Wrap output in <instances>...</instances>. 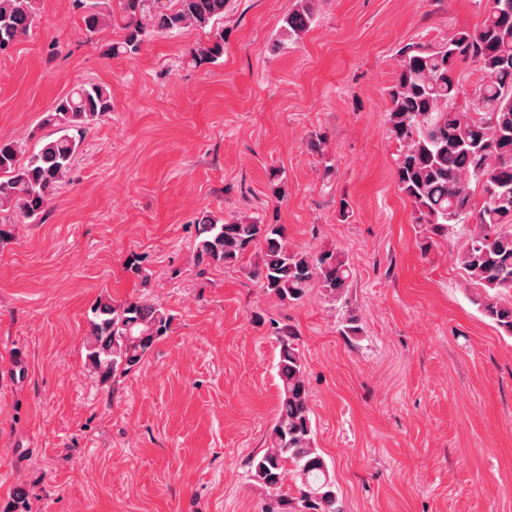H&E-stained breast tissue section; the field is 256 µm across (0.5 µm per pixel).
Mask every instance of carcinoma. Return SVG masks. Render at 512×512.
<instances>
[{"instance_id":"obj_1","label":"carcinoma","mask_w":512,"mask_h":512,"mask_svg":"<svg viewBox=\"0 0 512 512\" xmlns=\"http://www.w3.org/2000/svg\"><path fill=\"white\" fill-rule=\"evenodd\" d=\"M87 34L108 26L124 30L112 54L136 53L149 34L190 26L204 28L224 18L226 0H74ZM315 15L313 0H300L283 18V41L298 40ZM36 0H0V56L29 36ZM224 55V32L193 55L197 64ZM483 74L475 103L458 104L464 90L461 64ZM388 131L402 151L395 179L414 221L441 236L452 224L473 226L457 254L467 275L486 295L483 315L512 336V0H488L486 16L473 30H459L437 48L407 44L387 88ZM112 111L108 90L89 83L58 98L41 125L56 137L21 160L18 142L0 138V211L36 220L80 153L91 122ZM481 199H476V196ZM195 260L235 267L251 246L262 262L248 275L262 290L288 304L314 286L336 302L347 293L353 272L337 250L314 254L292 249L281 224L257 217L224 221L203 214L195 220ZM85 337L86 362L103 383L136 370L170 329L173 315L144 298L98 299ZM278 344L279 399L267 448L249 462L251 477L270 492L265 512H347L330 468L314 439L306 363L297 333L274 324Z\"/></svg>"}]
</instances>
